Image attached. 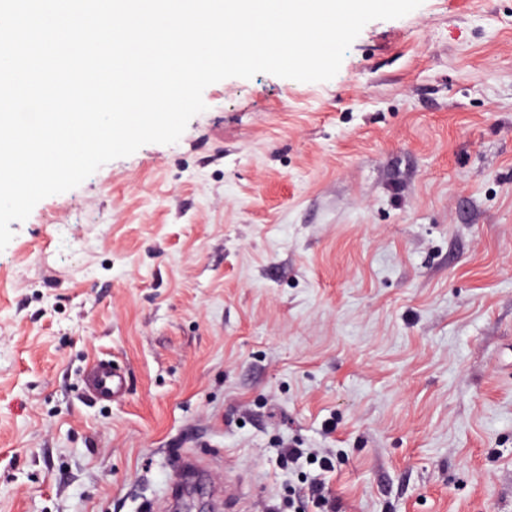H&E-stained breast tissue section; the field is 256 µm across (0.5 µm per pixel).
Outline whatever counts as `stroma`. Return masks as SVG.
I'll return each mask as SVG.
<instances>
[{"mask_svg": "<svg viewBox=\"0 0 512 512\" xmlns=\"http://www.w3.org/2000/svg\"><path fill=\"white\" fill-rule=\"evenodd\" d=\"M203 100L11 225L0 512H512V0ZM87 383L101 400H114L123 396L126 389L124 372L112 365V361L96 358L87 374Z\"/></svg>", "mask_w": 512, "mask_h": 512, "instance_id": "stroma-1", "label": "stroma"}]
</instances>
